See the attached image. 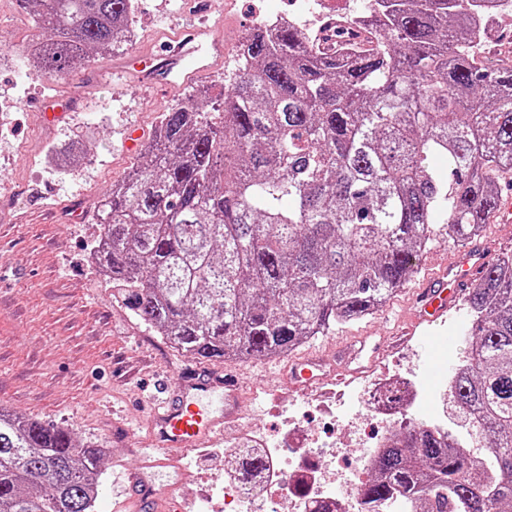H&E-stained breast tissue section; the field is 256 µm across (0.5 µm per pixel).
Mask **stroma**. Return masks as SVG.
I'll return each mask as SVG.
<instances>
[{"label":"stroma","instance_id":"obj_1","mask_svg":"<svg viewBox=\"0 0 512 512\" xmlns=\"http://www.w3.org/2000/svg\"><path fill=\"white\" fill-rule=\"evenodd\" d=\"M209 21L238 49L245 30L268 0H211ZM196 19L183 0H136L133 43L94 53L56 80L10 60L36 33L15 0H0V100L14 104L7 130L0 133V408L67 429L82 444L106 449L101 489L94 512H134L126 505L127 471L165 491L160 512H224V440L188 452L164 469L141 454L149 437L153 402L161 385L179 371L202 369L234 374L239 383V417L227 433L257 432L275 444L286 443L284 419L304 422L315 447L329 443L354 447L391 434L369 419L351 395L366 384L359 377L343 385L341 398L290 391L288 368L302 356L338 367L340 343L370 335L379 344L376 374L406 371L430 395L438 369L448 363L447 348L435 339L455 336L457 325H471L468 307L451 310L443 323L420 326L404 344L390 333L397 319L410 315L413 292L458 250L437 234L420 261L418 273L372 315L346 323L302 344L284 358L199 360L178 352L140 323L112 296L89 253L100 232L97 206L136 161L123 148L124 134L136 126L153 132L161 112L184 91L147 94L127 81L105 87L89 80L92 67H113L133 48L149 46ZM67 95L78 97L80 111L65 122L40 125L38 106ZM73 146L82 157L73 173L49 167V148Z\"/></svg>","mask_w":512,"mask_h":512}]
</instances>
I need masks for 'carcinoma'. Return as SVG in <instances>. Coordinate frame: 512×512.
I'll use <instances>...</instances> for the list:
<instances>
[{
  "instance_id": "cac0c4a2",
  "label": "carcinoma",
  "mask_w": 512,
  "mask_h": 512,
  "mask_svg": "<svg viewBox=\"0 0 512 512\" xmlns=\"http://www.w3.org/2000/svg\"><path fill=\"white\" fill-rule=\"evenodd\" d=\"M16 2L46 33L20 55L52 80L134 25V0ZM483 2L366 0L374 41L336 50L291 22L250 29L224 110L190 91L98 208L95 261L130 311L197 359H267L383 307L436 225L479 236L499 204L489 173L512 171V65L478 58ZM467 303L452 397L482 452L431 426L393 434L365 512H512V254ZM104 456L0 409V512H93ZM264 468L240 450L250 490Z\"/></svg>"
}]
</instances>
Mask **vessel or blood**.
Here are the masks:
<instances>
[{
    "label": "vessel or blood",
    "instance_id": "obj_1",
    "mask_svg": "<svg viewBox=\"0 0 512 512\" xmlns=\"http://www.w3.org/2000/svg\"><path fill=\"white\" fill-rule=\"evenodd\" d=\"M226 53L216 28L189 26L159 46L133 51L115 72L98 71L99 81L111 82L113 73L135 78L148 88L174 90L208 74ZM488 247L474 240L466 244L418 294L420 320L434 322L459 302L467 288L481 281L489 263ZM167 396L152 412L150 464L165 468L177 453L207 445L228 420L235 417L237 389L220 374L178 373L166 384Z\"/></svg>",
    "mask_w": 512,
    "mask_h": 512
}]
</instances>
